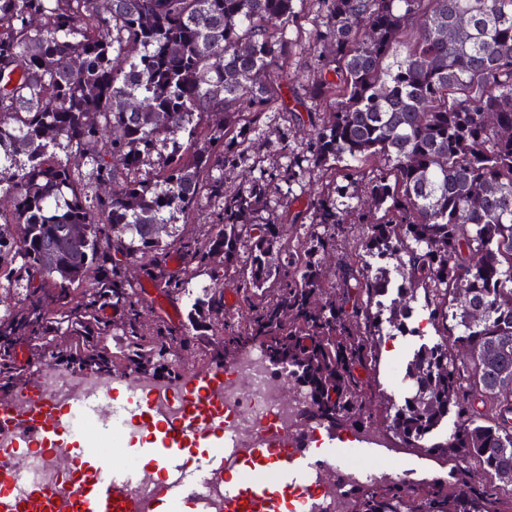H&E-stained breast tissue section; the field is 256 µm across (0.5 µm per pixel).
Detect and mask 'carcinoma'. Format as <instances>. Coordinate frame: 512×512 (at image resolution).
<instances>
[{
  "mask_svg": "<svg viewBox=\"0 0 512 512\" xmlns=\"http://www.w3.org/2000/svg\"><path fill=\"white\" fill-rule=\"evenodd\" d=\"M307 2L325 21L306 97L332 108L304 114L276 67ZM271 112L309 127L308 154L226 192V159H248ZM305 163L332 179L291 239L256 216ZM364 174L366 207L348 194ZM0 191L13 199L0 223L17 228L0 232V282L18 280L19 259L65 309L109 249L151 257L201 193L223 200L205 239L185 243L192 278L224 263L245 309L238 341L304 370L333 427L374 421L364 372L380 332L402 335L420 307L434 337L406 367L389 429L457 460L456 473L412 501L371 482L357 512H512V0H0ZM350 213L363 233L330 282ZM121 274L112 263L69 335L85 334L93 303L130 301ZM24 299L0 335L34 321L52 335L55 321L33 318L39 298ZM220 312L224 290L204 284L187 335L147 337L133 306L132 352L148 343L164 358L221 336ZM82 358L112 363L101 348Z\"/></svg>",
  "mask_w": 512,
  "mask_h": 512,
  "instance_id": "cac0c4a2",
  "label": "carcinoma"
}]
</instances>
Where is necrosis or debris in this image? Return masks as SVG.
I'll return each mask as SVG.
<instances>
[{"instance_id": "4bbe7bcc", "label": "necrosis or debris", "mask_w": 512, "mask_h": 512, "mask_svg": "<svg viewBox=\"0 0 512 512\" xmlns=\"http://www.w3.org/2000/svg\"><path fill=\"white\" fill-rule=\"evenodd\" d=\"M40 386L58 403L71 401L80 393H96L103 383L94 371H65L45 361L38 369ZM136 396L149 399L156 414L170 422L180 418L182 408L175 391L162 378L140 376ZM224 409V438L234 449L224 455V469L212 476L201 502V512H219L226 475L241 472L245 465L244 449L281 448L294 443L298 435L322 444L333 429L319 418L308 394L291 388L284 372H273L264 352L252 351L224 365V384L219 396ZM345 446L339 458L326 471L312 475L291 497L302 504L317 501L325 512H356V499L343 474L355 481L377 478L393 479L395 469L383 460L363 459L360 450L368 444L385 445L386 436L376 426L366 424L343 436ZM13 485L55 488L68 480L67 473L52 455L34 449L19 461L9 463Z\"/></svg>"}]
</instances>
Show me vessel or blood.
I'll return each instance as SVG.
<instances>
[{
	"label": "vessel or blood",
	"instance_id": "b4317fda",
	"mask_svg": "<svg viewBox=\"0 0 512 512\" xmlns=\"http://www.w3.org/2000/svg\"><path fill=\"white\" fill-rule=\"evenodd\" d=\"M224 383V367L214 364L196 373L193 380L180 389L179 397L184 414L178 421L161 423L155 420L147 402L130 407L151 432L139 448V455L149 457L154 469L160 473L162 492L148 501L132 497L130 485L134 473L126 470L122 460L113 456H99L87 461L82 444L71 438L73 416H81L94 423L96 437L110 433L100 423L102 411L112 404L111 389H103L93 398L72 403L69 410H60L38 383H30L23 391L33 403L31 409L20 410L14 401L0 400V434L17 435L23 440L35 441L54 456L60 467L68 473L95 469L101 480L76 486L63 485L54 490L36 488L24 493L11 488L0 489V512H156L161 501L178 502L196 499L204 483V476L215 464L213 449L223 447L224 413L218 407L217 394ZM207 442L209 454L198 459L185 457L187 448ZM247 458L261 459L270 473L279 480V493H272L262 479L253 481L245 490L225 488L222 512H277L287 487L294 475L321 472L325 459L313 453L308 441H298L293 448H276L264 452L250 448Z\"/></svg>",
	"mask_w": 512,
	"mask_h": 512
}]
</instances>
